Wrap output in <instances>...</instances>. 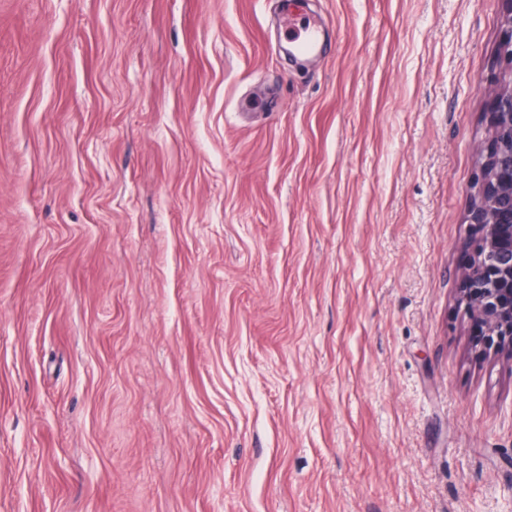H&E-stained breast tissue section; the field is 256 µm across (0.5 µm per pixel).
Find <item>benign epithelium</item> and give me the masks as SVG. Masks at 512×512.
I'll return each mask as SVG.
<instances>
[{
	"label": "benign epithelium",
	"mask_w": 512,
	"mask_h": 512,
	"mask_svg": "<svg viewBox=\"0 0 512 512\" xmlns=\"http://www.w3.org/2000/svg\"><path fill=\"white\" fill-rule=\"evenodd\" d=\"M499 75L490 80L491 134L479 154L467 224L471 261L460 302L474 323L473 346L512 359V0H503Z\"/></svg>",
	"instance_id": "1"
}]
</instances>
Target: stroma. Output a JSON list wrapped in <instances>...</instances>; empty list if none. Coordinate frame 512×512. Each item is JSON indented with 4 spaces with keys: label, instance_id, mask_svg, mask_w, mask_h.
I'll return each instance as SVG.
<instances>
[{
    "label": "stroma",
    "instance_id": "obj_1",
    "mask_svg": "<svg viewBox=\"0 0 512 512\" xmlns=\"http://www.w3.org/2000/svg\"><path fill=\"white\" fill-rule=\"evenodd\" d=\"M502 15L0 0V512H512L457 301ZM287 26L290 31L293 30L292 40L298 53L305 55L313 52L318 47L320 41L319 28L307 27L302 30H295L290 22Z\"/></svg>",
    "mask_w": 512,
    "mask_h": 512
}]
</instances>
